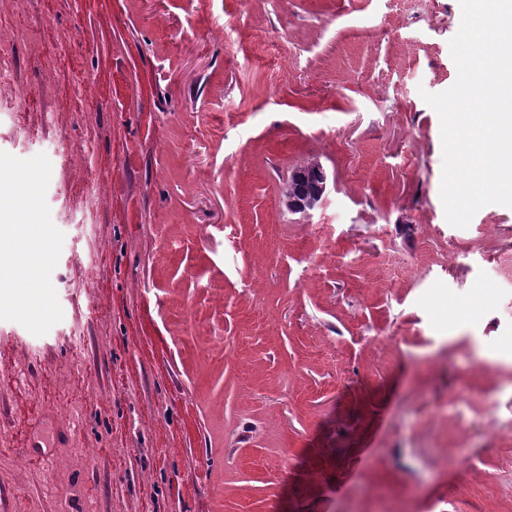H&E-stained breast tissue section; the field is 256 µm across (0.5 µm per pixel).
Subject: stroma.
I'll return each mask as SVG.
<instances>
[{
    "mask_svg": "<svg viewBox=\"0 0 512 512\" xmlns=\"http://www.w3.org/2000/svg\"><path fill=\"white\" fill-rule=\"evenodd\" d=\"M460 13L0 0V181L44 230L0 296V512H512V207L447 222L423 98ZM314 171L318 178L319 182L316 184L315 190L307 195L304 200H298L296 198V192L298 188L289 185L288 191L286 194V204L291 209L305 214H310L311 211L318 208L323 201L328 187V176L324 168L319 164H311L306 167H303V173L306 174L307 171Z\"/></svg>",
    "mask_w": 512,
    "mask_h": 512,
    "instance_id": "stroma-1",
    "label": "stroma"
}]
</instances>
